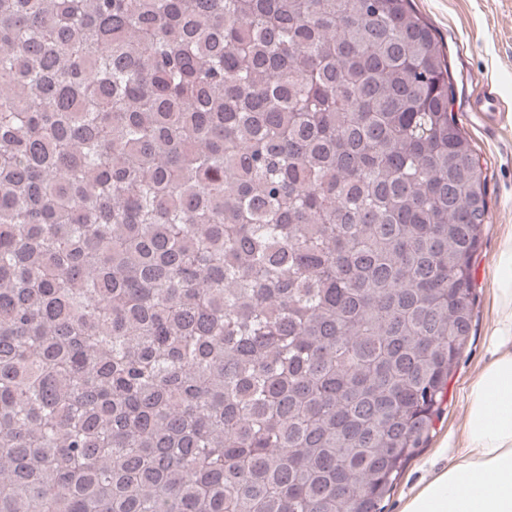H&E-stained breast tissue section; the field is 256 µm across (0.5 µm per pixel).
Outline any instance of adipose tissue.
<instances>
[{"mask_svg":"<svg viewBox=\"0 0 512 512\" xmlns=\"http://www.w3.org/2000/svg\"><path fill=\"white\" fill-rule=\"evenodd\" d=\"M490 360L471 383L459 453L406 512H512V234L499 260Z\"/></svg>","mask_w":512,"mask_h":512,"instance_id":"obj_1","label":"adipose tissue"}]
</instances>
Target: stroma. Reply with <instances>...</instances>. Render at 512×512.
Segmentation results:
<instances>
[{"mask_svg":"<svg viewBox=\"0 0 512 512\" xmlns=\"http://www.w3.org/2000/svg\"><path fill=\"white\" fill-rule=\"evenodd\" d=\"M413 8L444 46L452 113L480 160L487 182L488 215L472 271L475 326L448 381L443 412L434 423L429 446L406 466L385 502V512H404L409 499L447 469L456 455L454 445L467 413L466 387L489 357L497 269L505 235L512 230V114L489 125L469 110L475 93L485 84L512 106V0H413Z\"/></svg>","mask_w":512,"mask_h":512,"instance_id":"1","label":"stroma"}]
</instances>
